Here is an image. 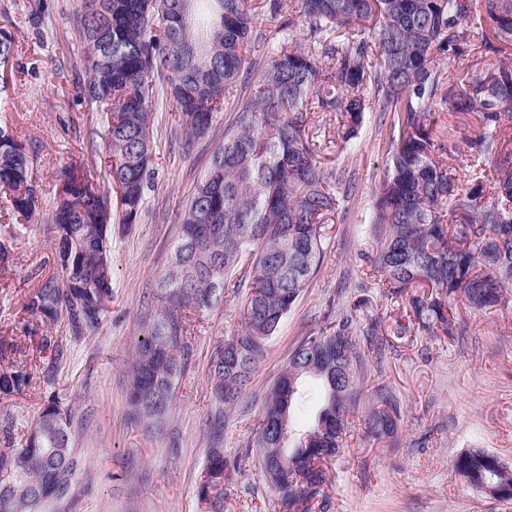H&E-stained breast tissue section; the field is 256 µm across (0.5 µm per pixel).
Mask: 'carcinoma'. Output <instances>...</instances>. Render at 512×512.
Listing matches in <instances>:
<instances>
[{"instance_id": "carcinoma-1", "label": "carcinoma", "mask_w": 512, "mask_h": 512, "mask_svg": "<svg viewBox=\"0 0 512 512\" xmlns=\"http://www.w3.org/2000/svg\"><path fill=\"white\" fill-rule=\"evenodd\" d=\"M306 25L303 42L278 41L260 70L236 125L224 131L208 171L177 221L155 294L141 312L142 335L127 370L129 423L166 428L189 355L195 313L218 302L225 288L249 286L244 332L214 356L205 420L209 454L198 497L208 512H224V419L240 403L266 342L308 287L323 257L321 224L338 210L349 184L316 158L313 112L336 113V136L353 138L366 112H391L388 164L370 218L375 269L386 296L411 308L418 328L453 337L455 313L512 302V0H478L493 38L470 23L473 0H295ZM251 0H85L78 37L86 83L79 97L106 113L107 184L80 165L65 168L45 223L55 241L57 272L43 278L24 309L33 318L64 322L73 340L96 330L112 303V197L119 223H138L153 160L155 115L164 100L180 113L184 143L205 134L246 65L257 31ZM16 41L0 29V67ZM463 65L447 80L437 56ZM170 72L160 93L156 74ZM474 115L480 134L467 143L475 159L495 160L492 190L479 177L461 184L440 159L431 111ZM0 193L16 228L39 211L32 159L24 142L0 127ZM250 281L236 277L239 268ZM31 371L23 348L0 344V399L38 378L57 380L64 348ZM386 339L358 334L342 314L333 330L304 337L266 392L249 447L258 471L287 512L313 500L323 465L343 446L348 412L356 405L362 368ZM321 389L315 420L293 427L304 410L303 383ZM402 419L394 393L379 386L365 416L375 439L393 440ZM0 512H37L65 494L76 471L70 410L54 392L14 444V424L0 422ZM453 470L466 485L495 499H512V465L482 448L461 451Z\"/></svg>"}]
</instances>
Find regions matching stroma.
I'll return each instance as SVG.
<instances>
[{
  "mask_svg": "<svg viewBox=\"0 0 512 512\" xmlns=\"http://www.w3.org/2000/svg\"><path fill=\"white\" fill-rule=\"evenodd\" d=\"M44 24L30 16L31 0H0V28L16 39L18 52L8 68V103L0 107V126L10 127L35 155L33 177L41 207L28 227L15 232L0 195V247L10 264L0 268V341L16 340L30 357L50 359L46 336L64 337V359L55 390L72 408L77 470L67 496L41 512H205L197 495L208 456L203 419L210 407L207 374L216 352L242 322L243 295H224L209 311L193 318L191 357L177 390L167 429L159 435L130 425L126 367L140 334V312L151 300L153 280L170 254L176 217L205 175L215 145L245 102L248 74H240L216 113L209 132L184 149L178 114L164 103L156 114L152 175L138 224L112 226L111 309L102 325L78 341L65 338L63 323H33L24 303L34 286L56 270L54 242L42 215L53 205L56 180L69 163L83 160L98 170L105 153L103 113L89 110L78 96L85 80L77 28L82 0H44ZM290 10L261 12L265 37L248 45L260 63L282 36L300 39L299 29H284ZM447 162L470 174L465 138L476 137L477 121L448 112L432 114ZM392 115L365 113L346 148L333 146L336 117L312 114L331 144L319 156L324 170L346 172L353 192L323 224L324 255L308 288L282 322L258 361L238 411L224 427V457L239 469L224 483V512H279L278 493L262 480L249 446L264 394L285 368L299 341L334 325L339 315L365 300V313L381 317L378 331L389 334L395 321L410 323L404 305L385 299L379 276L364 278L374 258L368 219L374 193L387 165ZM464 336L450 340L414 331L396 339L383 367L366 366L344 448L325 469L326 480L313 512H512V500H497L468 488L452 463L465 448H484L512 462V306L483 311L459 308ZM392 388L403 404L400 445L368 439L364 414L376 385ZM45 390L32 382L0 400V419L18 429L36 420Z\"/></svg>",
  "mask_w": 512,
  "mask_h": 512,
  "instance_id": "obj_1",
  "label": "stroma"
}]
</instances>
